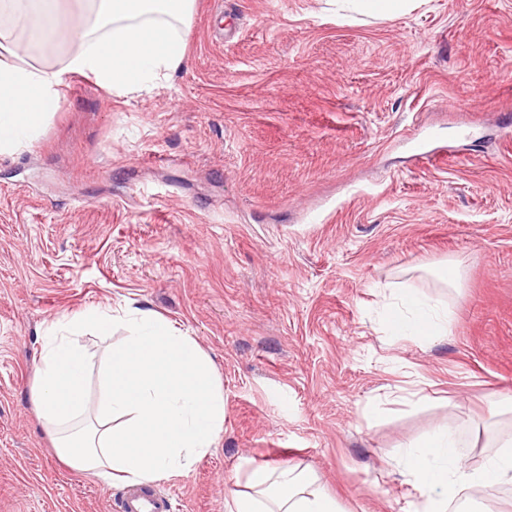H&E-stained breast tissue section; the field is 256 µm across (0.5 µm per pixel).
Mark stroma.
<instances>
[{"label": "stroma", "mask_w": 512, "mask_h": 512, "mask_svg": "<svg viewBox=\"0 0 512 512\" xmlns=\"http://www.w3.org/2000/svg\"><path fill=\"white\" fill-rule=\"evenodd\" d=\"M507 123L512 0H196L154 92L74 78L0 155V512H120L128 485L59 458L31 387L47 325L126 305L192 336L224 391L216 448L148 486L176 512H224L244 459L315 471L341 512H406L402 447L450 426L482 467L487 429L512 436ZM400 288L447 303L446 336H389ZM327 4L369 16L398 14L406 9L407 0H326Z\"/></svg>", "instance_id": "1"}]
</instances>
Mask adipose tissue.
<instances>
[{
    "instance_id": "adipose-tissue-1",
    "label": "adipose tissue",
    "mask_w": 512,
    "mask_h": 512,
    "mask_svg": "<svg viewBox=\"0 0 512 512\" xmlns=\"http://www.w3.org/2000/svg\"><path fill=\"white\" fill-rule=\"evenodd\" d=\"M60 0H0V155L36 140L75 76L113 95L151 93L180 68L196 0H77L80 23ZM67 44L61 64L28 61L31 50ZM387 320L397 338L447 335L448 308L428 296L394 294ZM126 326L102 356L100 393L88 399L86 327ZM32 394L43 426L69 466L129 485L190 471L224 431V393L197 342L136 307L65 316L46 330ZM455 432L430 434L404 458L420 495L411 512H448L467 488L512 482V439L479 469L466 467ZM246 490L227 489L224 512H340L311 471L242 461Z\"/></svg>"
}]
</instances>
